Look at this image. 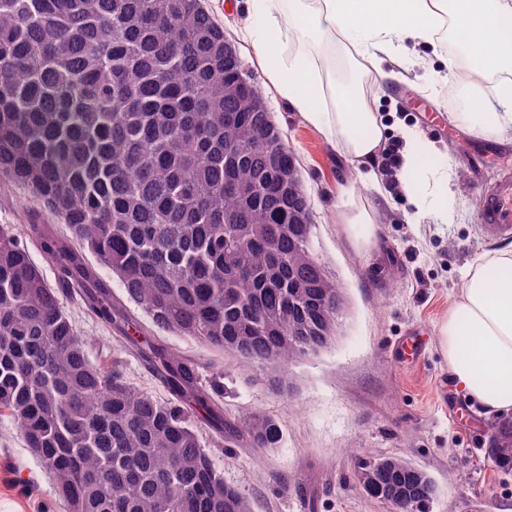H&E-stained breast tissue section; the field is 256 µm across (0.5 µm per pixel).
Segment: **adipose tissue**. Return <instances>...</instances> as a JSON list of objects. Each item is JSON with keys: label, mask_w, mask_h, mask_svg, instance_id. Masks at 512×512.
<instances>
[{"label": "adipose tissue", "mask_w": 512, "mask_h": 512, "mask_svg": "<svg viewBox=\"0 0 512 512\" xmlns=\"http://www.w3.org/2000/svg\"><path fill=\"white\" fill-rule=\"evenodd\" d=\"M253 25L244 38L276 93L332 145H341L363 179H373L383 125L372 112L363 79L338 84L316 49L342 39L373 68L375 90L397 79V47L410 42L440 48L453 42L469 60L468 109L458 121L482 137L512 133V113L492 112L491 99L512 101V0H244ZM393 178L418 215L433 213L431 181L447 170L414 173L431 150L411 131ZM439 347L458 390L485 416L512 413V248L469 266L464 287L439 329Z\"/></svg>", "instance_id": "adipose-tissue-1"}]
</instances>
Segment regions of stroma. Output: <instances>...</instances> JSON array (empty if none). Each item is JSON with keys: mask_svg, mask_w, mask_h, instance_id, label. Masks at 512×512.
<instances>
[{"mask_svg": "<svg viewBox=\"0 0 512 512\" xmlns=\"http://www.w3.org/2000/svg\"><path fill=\"white\" fill-rule=\"evenodd\" d=\"M235 0H205L209 11L236 41L252 83L262 92L282 139L297 160L315 228L314 254L346 296V313L335 342L292 368L294 389L284 397L258 384L252 371L198 341L167 336L181 354L213 363L224 374L226 417L260 409L277 418L284 440L272 449L218 445L210 430L200 439L225 481L255 512H389L367 497L354 479V458L400 456L423 468L436 495L428 512H512V471L487 457L496 424L448 384V363L437 327L458 296L470 263L504 247L486 235L479 219L478 185L492 182L512 165V136L485 139L456 120L449 94L462 60L451 48L410 58L413 86L399 95L389 83L372 109L387 142L413 129L435 143L430 163L445 167L447 181L435 187L450 219L416 218L404 199L384 198L361 182L343 147L326 144L272 88L248 42L241 38ZM365 207L379 227V247L355 249L344 215ZM56 218L30 191L0 178V225L52 224ZM64 307L89 342L94 363L111 369L121 359L129 383L159 400L167 391L108 332L85 314L78 297ZM0 512H61L38 458L12 420L0 414Z\"/></svg>", "mask_w": 512, "mask_h": 512, "instance_id": "35a3bbf8", "label": "stroma"}]
</instances>
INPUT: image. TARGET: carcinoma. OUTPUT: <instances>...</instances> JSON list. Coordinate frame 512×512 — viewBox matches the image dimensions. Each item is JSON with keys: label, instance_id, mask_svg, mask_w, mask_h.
<instances>
[{"label": "carcinoma", "instance_id": "obj_1", "mask_svg": "<svg viewBox=\"0 0 512 512\" xmlns=\"http://www.w3.org/2000/svg\"><path fill=\"white\" fill-rule=\"evenodd\" d=\"M204 0H0V176L63 224L0 227V413L40 459L62 512H252L201 446L277 448L279 421L238 419L202 366L158 333L193 338L282 395L291 368L338 336L336 280L313 253L295 157ZM59 269L51 287L30 256ZM111 270L112 294L87 256ZM76 293L171 396L89 356L62 306ZM148 317L147 329L125 302ZM487 442L512 468V417ZM369 497L425 512L435 485L399 457Z\"/></svg>", "mask_w": 512, "mask_h": 512}]
</instances>
